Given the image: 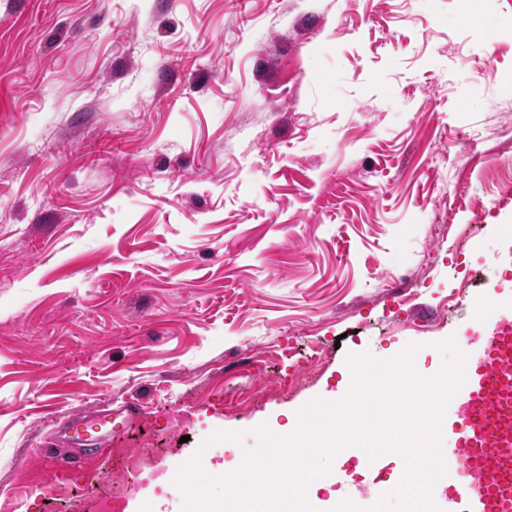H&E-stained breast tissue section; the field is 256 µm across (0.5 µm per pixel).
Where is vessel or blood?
<instances>
[{"instance_id": "b4317fda", "label": "vessel or blood", "mask_w": 512, "mask_h": 512, "mask_svg": "<svg viewBox=\"0 0 512 512\" xmlns=\"http://www.w3.org/2000/svg\"><path fill=\"white\" fill-rule=\"evenodd\" d=\"M471 337L478 354L467 358L466 380L452 398L443 482L458 495L460 512H512V468L502 462L512 449V318Z\"/></svg>"}]
</instances>
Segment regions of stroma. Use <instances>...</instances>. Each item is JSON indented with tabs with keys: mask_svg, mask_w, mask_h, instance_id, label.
<instances>
[{
	"mask_svg": "<svg viewBox=\"0 0 512 512\" xmlns=\"http://www.w3.org/2000/svg\"><path fill=\"white\" fill-rule=\"evenodd\" d=\"M509 128L512 0H0V512H97L145 439L173 473L242 433L199 451L231 473L351 355L438 374L477 270L512 300ZM106 406L105 452L64 434ZM404 471L336 461L308 501Z\"/></svg>",
	"mask_w": 512,
	"mask_h": 512,
	"instance_id": "35a3bbf8",
	"label": "stroma"
}]
</instances>
